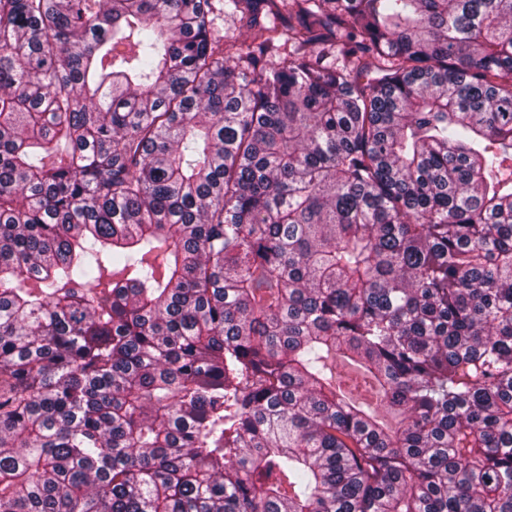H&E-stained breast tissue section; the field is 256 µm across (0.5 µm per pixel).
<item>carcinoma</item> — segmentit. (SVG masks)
Masks as SVG:
<instances>
[{
    "mask_svg": "<svg viewBox=\"0 0 512 512\" xmlns=\"http://www.w3.org/2000/svg\"><path fill=\"white\" fill-rule=\"evenodd\" d=\"M0 0V512H512V0ZM211 15L213 19L212 32L219 39H237L244 41L247 38L246 27L243 23L229 13L225 0H210Z\"/></svg>",
    "mask_w": 512,
    "mask_h": 512,
    "instance_id": "obj_1",
    "label": "carcinoma"
}]
</instances>
